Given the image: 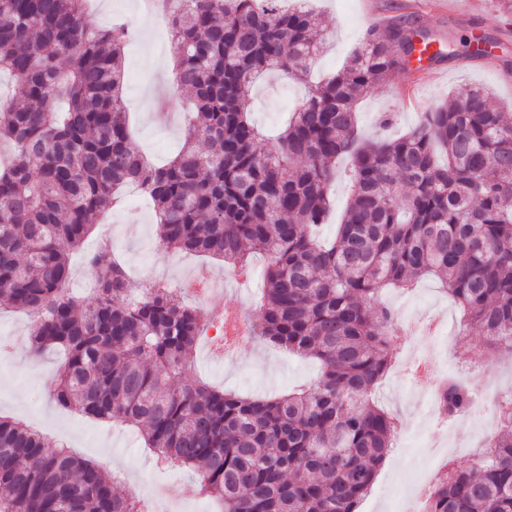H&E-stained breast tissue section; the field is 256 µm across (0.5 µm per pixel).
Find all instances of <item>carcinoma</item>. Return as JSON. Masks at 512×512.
I'll list each match as a JSON object with an SVG mask.
<instances>
[{"label":"carcinoma","instance_id":"cac0c4a2","mask_svg":"<svg viewBox=\"0 0 512 512\" xmlns=\"http://www.w3.org/2000/svg\"><path fill=\"white\" fill-rule=\"evenodd\" d=\"M279 0H191L172 16L175 80L191 95L185 144L156 166L134 142L123 97L121 24L91 29L86 0H0V307L32 314L37 352L65 361L63 410L133 426L157 465L196 471L195 492L224 512H356L396 417L369 396L392 367L397 318L376 304L391 285L431 278L487 364L512 357V122L471 88L393 139L358 133L356 105L434 44L408 17L366 30L340 72L311 86L275 143L250 120L256 84L305 80L326 35L310 9ZM352 195L322 240L339 160ZM140 187L161 248L213 255L240 271L267 264L255 335L320 364L314 383L250 398L192 375L209 323L181 292L142 296L107 243L90 259L97 294L67 292L69 257L116 190ZM457 419L474 392L440 383ZM0 512H141L102 464L52 448L0 416ZM424 512H512V392L475 460L455 462Z\"/></svg>","mask_w":512,"mask_h":512}]
</instances>
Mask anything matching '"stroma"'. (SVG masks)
Wrapping results in <instances>:
<instances>
[{
	"mask_svg": "<svg viewBox=\"0 0 512 512\" xmlns=\"http://www.w3.org/2000/svg\"><path fill=\"white\" fill-rule=\"evenodd\" d=\"M310 4L326 18L330 29L315 65L319 75L344 66L373 10L387 22L402 13H415L422 28L440 43L472 34L493 47L492 54L483 57L470 56L460 47L455 56L441 63L394 71L378 95L359 104L364 135L379 131L393 137L403 135L421 121L424 111L474 84L491 88L498 106L512 115V15L501 11L498 0H310ZM87 17L102 27L115 18L136 25L138 35L124 50V100L140 151L154 164L167 163L183 143V126L171 121L170 113L186 111L188 104L187 92L177 88L173 79L167 15L142 16L138 0H92ZM304 92V85L294 79L270 76L253 98L252 120L266 133L275 134L286 123L292 103ZM385 112L394 113L395 119L383 128L379 117ZM153 216L151 205L143 204L139 224L124 229L113 247L126 271L137 277L142 292L182 282L190 271L205 270L224 281L222 291L207 297V307L234 306L246 310L251 321L260 319L256 296L262 285L264 257H252L256 275L243 282L223 261L166 254L158 247ZM378 303L412 324L437 308L447 309L449 317L458 315L452 300L429 280L419 281L409 292L383 289ZM30 325L25 314L0 312V415L23 421L51 442L67 441L70 449L84 458L97 461L103 453H110L113 469L119 470L126 482L139 485L145 495L153 496L155 488L166 487V496L155 498L154 512H214V504L207 499H182L181 487L194 481V474L179 467L157 466L127 426L100 422L56 405L48 382L62 357L52 349L33 357ZM193 372L226 390L267 397L312 384L318 367L310 359L257 338L224 360L212 359L204 347H197ZM409 392L408 385L388 376L372 394L374 404L404 419L410 431L418 433L420 443L415 446L403 438L393 439L373 488L357 512H420V485L411 472L416 469L430 474L442 441L422 429L424 422L437 414L436 405L414 401Z\"/></svg>",
	"mask_w": 512,
	"mask_h": 512,
	"instance_id": "obj_1",
	"label": "stroma"
}]
</instances>
